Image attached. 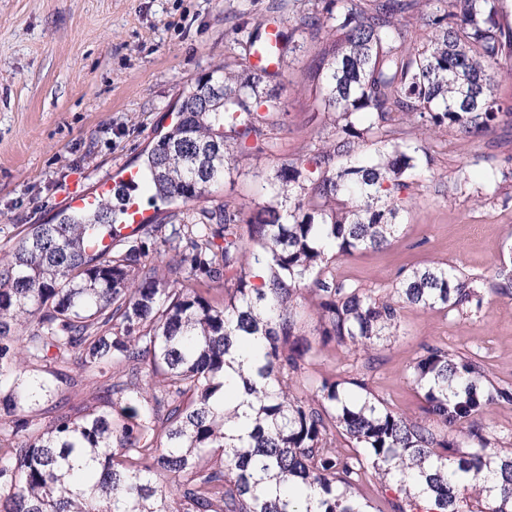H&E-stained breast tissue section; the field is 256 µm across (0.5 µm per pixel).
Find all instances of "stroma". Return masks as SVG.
<instances>
[{
  "label": "stroma",
  "mask_w": 512,
  "mask_h": 512,
  "mask_svg": "<svg viewBox=\"0 0 512 512\" xmlns=\"http://www.w3.org/2000/svg\"><path fill=\"white\" fill-rule=\"evenodd\" d=\"M273 0H0V250L30 224L50 222L73 194L93 191L137 168L143 151L169 125L188 86L237 52V29L275 18L293 30ZM308 60L284 67L271 87L283 106L274 151L241 163L240 176L215 186L191 209L229 203L250 215L267 195L265 176L326 137L328 120L306 76ZM493 90L505 111L487 136L422 133L401 140L427 147L433 180L413 188L399 238L382 250L338 258L336 274L389 292L416 268L448 264L486 283L512 260V180L485 192L489 159L512 157V60L493 68ZM469 172V183L459 181ZM430 344L477 353L496 380L512 384V296L486 291L479 313L405 306L395 336L370 351V389L410 416L420 401L410 368ZM355 358L334 344L307 360L296 389L315 395L322 379L343 374ZM58 397L80 409L97 405L101 380L77 366Z\"/></svg>",
  "instance_id": "stroma-1"
}]
</instances>
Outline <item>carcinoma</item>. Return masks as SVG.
I'll return each instance as SVG.
<instances>
[{
  "mask_svg": "<svg viewBox=\"0 0 512 512\" xmlns=\"http://www.w3.org/2000/svg\"><path fill=\"white\" fill-rule=\"evenodd\" d=\"M418 2L293 0L288 36L247 33L244 52L187 90L142 168L163 203L205 197L249 148L273 151L282 105L264 87L278 71L253 58L311 54L331 137L273 166L250 218L226 203L95 248L120 233L132 188L120 180L92 210L16 235L0 257V512H372L358 495L368 480L394 491L391 512H512V448L483 422L512 386L474 356L424 348L414 419L362 377L325 379L311 398L292 388L313 353L297 312L308 296L322 345L365 353L396 333L406 304L481 309L483 279L454 266L415 269L389 294L329 267L391 245L414 177L432 166L424 146L392 141L393 125L478 138L500 121L490 65L512 57L504 0H430L413 48ZM151 246L168 260L149 259ZM204 278L233 287L217 303ZM69 364L112 375L100 405H60L44 426L40 404L55 394L44 375L66 381ZM461 489L476 509L461 510Z\"/></svg>",
  "mask_w": 512,
  "mask_h": 512,
  "instance_id": "obj_1",
  "label": "carcinoma"
}]
</instances>
